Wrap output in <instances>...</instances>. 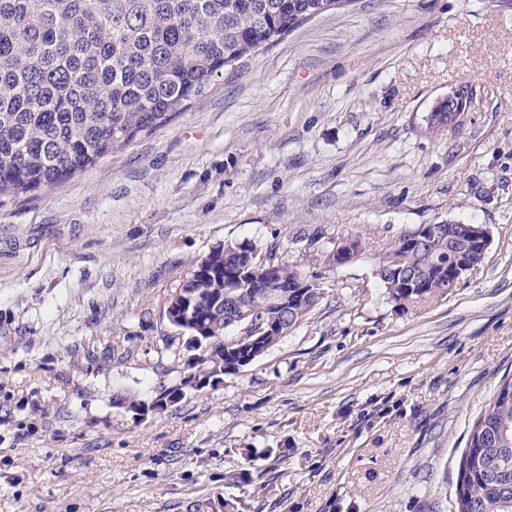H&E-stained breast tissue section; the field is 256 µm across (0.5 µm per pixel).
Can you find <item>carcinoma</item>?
<instances>
[{
  "instance_id": "carcinoma-1",
  "label": "carcinoma",
  "mask_w": 512,
  "mask_h": 512,
  "mask_svg": "<svg viewBox=\"0 0 512 512\" xmlns=\"http://www.w3.org/2000/svg\"><path fill=\"white\" fill-rule=\"evenodd\" d=\"M336 0H0V197L59 183L167 122L185 101L209 89L224 68L288 31L297 16ZM463 89L438 103L431 132L469 106ZM448 224L426 245L401 238L400 269L391 250L378 256L387 297L404 308L448 294V267L462 245ZM240 256L224 253V271L203 270L187 287L224 297ZM288 295L283 307L251 299L255 317L288 335L316 306L298 295L307 274L276 261L254 268ZM205 317L210 336L235 329L232 310ZM232 347L203 369L233 372ZM455 512H512V378L504 379L474 424L455 486Z\"/></svg>"
}]
</instances>
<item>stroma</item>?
I'll return each mask as SVG.
<instances>
[{"label":"stroma","mask_w":512,"mask_h":512,"mask_svg":"<svg viewBox=\"0 0 512 512\" xmlns=\"http://www.w3.org/2000/svg\"><path fill=\"white\" fill-rule=\"evenodd\" d=\"M472 101L432 133L439 98ZM481 224L455 292L398 308L376 258ZM362 259L332 266L347 237ZM275 241L320 283L239 373L187 375L169 301L215 247ZM512 377V0H349L167 123L0 200V512H452L462 453Z\"/></svg>","instance_id":"1"}]
</instances>
